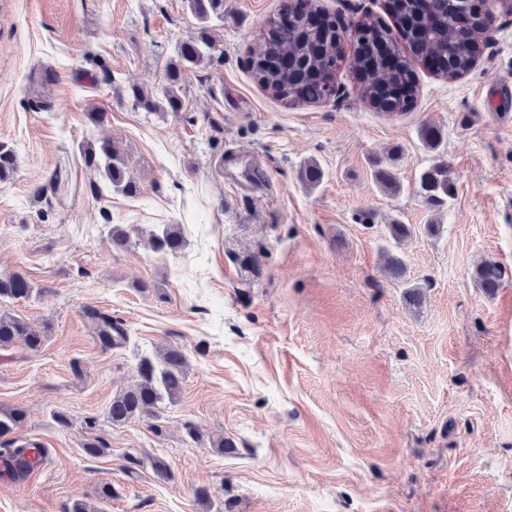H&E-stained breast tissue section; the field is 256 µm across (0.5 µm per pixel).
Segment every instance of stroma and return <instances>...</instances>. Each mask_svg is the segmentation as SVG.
<instances>
[{
    "label": "stroma",
    "mask_w": 512,
    "mask_h": 512,
    "mask_svg": "<svg viewBox=\"0 0 512 512\" xmlns=\"http://www.w3.org/2000/svg\"><path fill=\"white\" fill-rule=\"evenodd\" d=\"M286 2L224 0L209 60L183 73L180 110L149 114L133 91L160 86L196 36L188 0H0V142L17 156L0 182V275L34 286L0 311L44 331L39 349H0V408L27 412L0 451L47 450L35 474L0 477V512L78 500L100 512H512V10L496 5L466 75L414 61V106L392 115L362 100L346 61L324 102L259 86L251 50ZM317 6L393 22L385 0ZM425 125L438 150L421 141ZM100 138L120 146L136 196L85 167L80 144ZM440 162L454 195L437 210L420 174ZM311 164L313 185L301 177ZM380 168L399 193L381 188ZM395 221L413 227L398 244ZM168 224L182 226V247L153 251L149 235ZM116 225L128 249L113 248ZM386 249L404 279L385 272ZM484 260L507 270L493 295L472 277ZM92 310L122 324L126 346L102 347ZM165 347L188 358L181 392L112 423L140 353ZM222 436L233 449L213 448ZM89 442L105 454L86 455Z\"/></svg>",
    "instance_id": "35a3bbf8"
}]
</instances>
